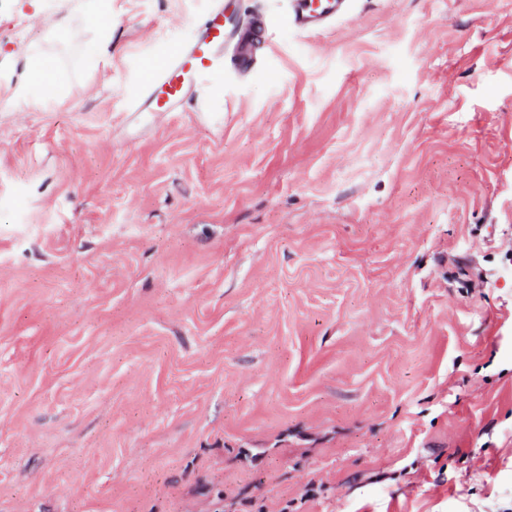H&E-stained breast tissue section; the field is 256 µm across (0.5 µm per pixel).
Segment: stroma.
<instances>
[{"label": "stroma", "instance_id": "1", "mask_svg": "<svg viewBox=\"0 0 512 512\" xmlns=\"http://www.w3.org/2000/svg\"><path fill=\"white\" fill-rule=\"evenodd\" d=\"M288 2L0 0V512H512V0ZM73 16L61 18L55 27L89 56L112 57V0H77ZM90 35V39L85 36ZM215 2L195 38L149 72L140 99L129 111L177 112L189 96L194 76L217 70L222 62L224 66V42L235 32L226 30L224 1ZM290 21L300 31H311L328 25L343 14L347 0H291ZM24 66V78L10 88L9 101L13 104L37 105L57 95L59 92L57 82L44 78L46 64L40 53L29 52L25 56Z\"/></svg>", "mask_w": 512, "mask_h": 512}]
</instances>
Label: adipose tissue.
<instances>
[{"instance_id":"ef3b65f1","label":"adipose tissue","mask_w":512,"mask_h":512,"mask_svg":"<svg viewBox=\"0 0 512 512\" xmlns=\"http://www.w3.org/2000/svg\"><path fill=\"white\" fill-rule=\"evenodd\" d=\"M68 40L81 46L90 56H108L112 53V0H77L74 13L56 23ZM25 75L10 89L14 103L36 105L54 98L58 93L56 82L45 79L46 64L35 51L24 59Z\"/></svg>"}]
</instances>
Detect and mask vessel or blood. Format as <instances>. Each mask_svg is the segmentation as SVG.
Masks as SVG:
<instances>
[{
    "mask_svg": "<svg viewBox=\"0 0 512 512\" xmlns=\"http://www.w3.org/2000/svg\"><path fill=\"white\" fill-rule=\"evenodd\" d=\"M347 7V0H291L289 16L296 29L308 32L328 25ZM230 37L223 0H216L195 38L149 72L132 111H178L189 96L192 78L220 68L224 43Z\"/></svg>",
    "mask_w": 512,
    "mask_h": 512,
    "instance_id": "obj_1",
    "label": "vessel or blood"
}]
</instances>
